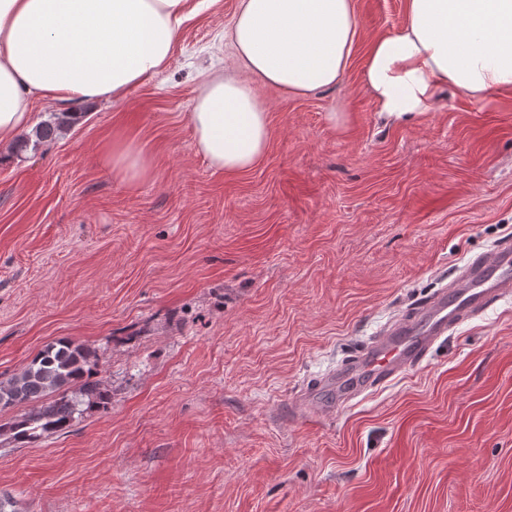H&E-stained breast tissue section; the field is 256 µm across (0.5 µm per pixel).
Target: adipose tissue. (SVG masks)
I'll use <instances>...</instances> for the list:
<instances>
[{
	"label": "adipose tissue",
	"mask_w": 512,
	"mask_h": 512,
	"mask_svg": "<svg viewBox=\"0 0 512 512\" xmlns=\"http://www.w3.org/2000/svg\"><path fill=\"white\" fill-rule=\"evenodd\" d=\"M189 0H0V146L32 127L40 98L71 106L119 101L164 71ZM407 20L372 41L362 83L399 123L453 86L481 101L512 89V0H407ZM353 0H238L227 36L250 82L213 72L189 114L193 148L234 174L265 154L270 126L255 84L304 96L335 86L357 40ZM129 182L151 169L142 149L112 142Z\"/></svg>",
	"instance_id": "adipose-tissue-1"
}]
</instances>
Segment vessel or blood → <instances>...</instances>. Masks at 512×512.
I'll use <instances>...</instances> for the list:
<instances>
[{"label": "vessel or blood", "instance_id": "obj_1", "mask_svg": "<svg viewBox=\"0 0 512 512\" xmlns=\"http://www.w3.org/2000/svg\"><path fill=\"white\" fill-rule=\"evenodd\" d=\"M508 288H512V248L500 247L477 256L448 288L419 305L411 319L391 324L350 367L323 379L320 389L332 393L341 404L392 380L418 364L450 330Z\"/></svg>", "mask_w": 512, "mask_h": 512}]
</instances>
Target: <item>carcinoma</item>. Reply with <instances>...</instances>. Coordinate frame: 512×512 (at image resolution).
Masks as SVG:
<instances>
[{"label":"carcinoma","mask_w":512,"mask_h":512,"mask_svg":"<svg viewBox=\"0 0 512 512\" xmlns=\"http://www.w3.org/2000/svg\"><path fill=\"white\" fill-rule=\"evenodd\" d=\"M73 120L62 112L39 123L34 137L20 139L16 153L55 139ZM19 406L27 411L0 424V436L23 447L46 433L67 432L90 410L110 409L112 390L99 377L89 347L58 340L38 351L19 372L0 379V412Z\"/></svg>","instance_id":"obj_1"}]
</instances>
